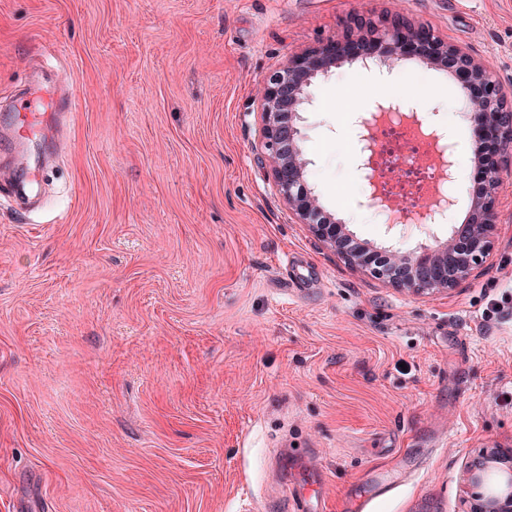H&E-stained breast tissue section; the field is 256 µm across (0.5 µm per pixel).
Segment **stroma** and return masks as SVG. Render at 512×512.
Wrapping results in <instances>:
<instances>
[{
	"label": "stroma",
	"mask_w": 512,
	"mask_h": 512,
	"mask_svg": "<svg viewBox=\"0 0 512 512\" xmlns=\"http://www.w3.org/2000/svg\"><path fill=\"white\" fill-rule=\"evenodd\" d=\"M401 12L512 92V0H0V161L8 105H69L59 145L24 144L37 203L0 180V512H466V466L512 448V171L493 247L455 288L414 294L351 268L278 195L260 81ZM449 72L355 61L311 88L308 184L357 242L407 249L367 200L345 113L407 102L425 132ZM455 206L478 188L471 127ZM303 292L289 294L288 260ZM392 490L374 493V478Z\"/></svg>",
	"instance_id": "35a3bbf8"
}]
</instances>
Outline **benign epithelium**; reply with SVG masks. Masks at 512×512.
<instances>
[{
	"label": "benign epithelium",
	"instance_id": "obj_1",
	"mask_svg": "<svg viewBox=\"0 0 512 512\" xmlns=\"http://www.w3.org/2000/svg\"><path fill=\"white\" fill-rule=\"evenodd\" d=\"M363 41L379 50L376 59L393 68L408 52L420 49V58L430 66L452 63L450 72L459 81L464 109L473 130L492 149L489 158L477 163L484 172V187L475 197L462 225L445 240L421 243L410 251L363 245L361 251H345L341 242L353 237L344 221L327 211L307 186L310 165L305 149L303 115L309 104L314 80L325 77L337 66L356 59L353 44ZM399 106H377L356 119V136L361 165L369 170L371 199L390 203L379 196L375 158L382 154L374 129L380 115L400 114ZM262 140L274 186L300 224L308 225L313 237L344 257L355 269L408 292L423 294L449 290L466 279L489 254L496 229L495 201L500 173L512 167V95L485 64L465 49L441 39L427 26L402 13L355 15L342 35L288 57L279 71L263 84ZM454 204L451 195L435 200V207L418 206L423 223ZM472 493L468 512H512V448H486L467 467Z\"/></svg>",
	"mask_w": 512,
	"mask_h": 512
}]
</instances>
